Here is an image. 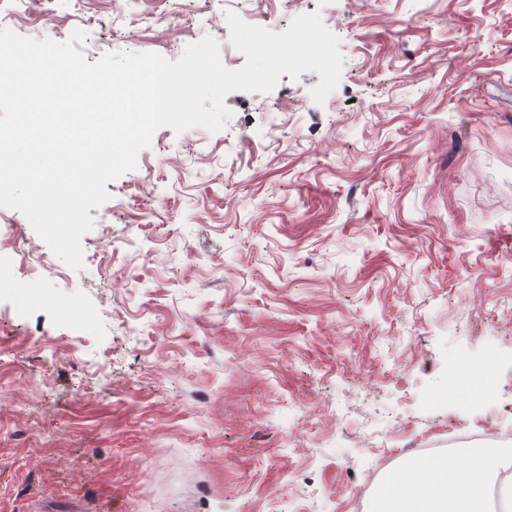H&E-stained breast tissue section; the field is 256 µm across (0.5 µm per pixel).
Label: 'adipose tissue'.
I'll use <instances>...</instances> for the list:
<instances>
[{
    "label": "adipose tissue",
    "instance_id": "1",
    "mask_svg": "<svg viewBox=\"0 0 512 512\" xmlns=\"http://www.w3.org/2000/svg\"><path fill=\"white\" fill-rule=\"evenodd\" d=\"M491 483L498 486L499 512H512V452L494 443L469 450L460 462L431 458L425 471L409 462L388 470L367 512H486Z\"/></svg>",
    "mask_w": 512,
    "mask_h": 512
}]
</instances>
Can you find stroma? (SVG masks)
I'll return each mask as SVG.
<instances>
[{"mask_svg":"<svg viewBox=\"0 0 512 512\" xmlns=\"http://www.w3.org/2000/svg\"><path fill=\"white\" fill-rule=\"evenodd\" d=\"M28 38L178 60L227 12L343 57L161 127L61 260L0 206V512H359L418 448L512 428V0H31ZM492 398L448 393L464 364Z\"/></svg>","mask_w":512,"mask_h":512,"instance_id":"stroma-1","label":"stroma"}]
</instances>
